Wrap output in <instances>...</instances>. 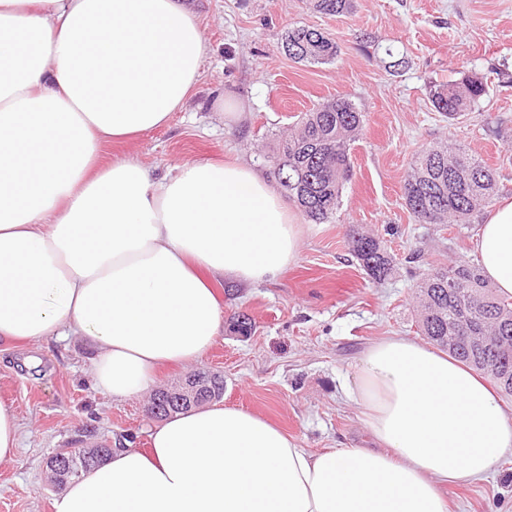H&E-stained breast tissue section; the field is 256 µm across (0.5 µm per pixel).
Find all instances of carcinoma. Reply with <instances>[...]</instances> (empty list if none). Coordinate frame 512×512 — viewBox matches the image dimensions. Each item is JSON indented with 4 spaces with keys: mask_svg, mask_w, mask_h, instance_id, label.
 Wrapping results in <instances>:
<instances>
[{
    "mask_svg": "<svg viewBox=\"0 0 512 512\" xmlns=\"http://www.w3.org/2000/svg\"><path fill=\"white\" fill-rule=\"evenodd\" d=\"M320 14L351 12L353 0H309ZM282 49L296 62L327 64L339 53L336 41L324 31L297 26L282 39ZM486 94L483 80L465 75L454 83L432 86L433 109L450 121L464 116ZM365 115L349 98L329 99L303 113L298 132L279 141L271 157V177L278 190L313 224H325L339 208L342 193L353 178L351 150L362 135ZM494 171L481 159L448 143H436L419 152L404 179L403 199L417 224H470L495 194ZM351 254L374 284L395 272V258L380 237L352 229ZM421 333L439 348L469 367L490 375L500 390L512 396V299L500 296L470 259L458 257L444 267H431L416 283ZM493 334L506 337V347L494 352L468 340ZM214 385L195 401L176 408L157 397L154 418L187 410L224 395V377L213 375ZM112 447L101 446L94 460L70 450L67 462L77 470L73 478L103 465Z\"/></svg>",
    "mask_w": 512,
    "mask_h": 512,
    "instance_id": "1",
    "label": "carcinoma"
}]
</instances>
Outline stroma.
<instances>
[{
	"label": "stroma",
	"instance_id": "35a3bbf8",
	"mask_svg": "<svg viewBox=\"0 0 512 512\" xmlns=\"http://www.w3.org/2000/svg\"><path fill=\"white\" fill-rule=\"evenodd\" d=\"M210 53L201 80L170 123L106 145L105 160L133 157L158 174L184 162L240 159L261 172L266 144L287 136L301 112L346 96L366 115L351 151L354 176L334 218L301 229L296 261L276 280L251 286L217 279L225 327L195 369L220 373L225 406L255 414L300 447L369 448L362 410L346 395L360 357L386 336L420 339L414 277L449 259L473 257L474 224L414 223L402 185L413 157L451 141L497 172V197H512V0H354L342 16L307 0H195ZM327 32L340 52L328 64L297 63L281 49L288 28ZM403 59L390 68L391 59ZM483 77L488 93L451 122L434 112L431 85ZM235 104L222 112L221 101ZM369 230L401 264L374 285L352 257L350 226ZM250 317L241 336L229 320ZM92 350L76 337L0 344V398L14 403L20 448L0 462V512H54L47 459L82 428L109 444L134 433L147 449L146 398L115 400L94 385ZM452 512H512V454L473 485L445 489Z\"/></svg>",
	"mask_w": 512,
	"mask_h": 512
}]
</instances>
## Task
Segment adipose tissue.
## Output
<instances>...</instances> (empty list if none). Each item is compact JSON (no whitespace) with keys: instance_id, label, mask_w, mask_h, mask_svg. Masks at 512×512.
<instances>
[{"instance_id":"1","label":"adipose tissue","mask_w":512,"mask_h":512,"mask_svg":"<svg viewBox=\"0 0 512 512\" xmlns=\"http://www.w3.org/2000/svg\"><path fill=\"white\" fill-rule=\"evenodd\" d=\"M207 52L188 0H0V340L79 337L115 399L214 345L211 279L263 284L299 252L294 214L247 163L159 177L102 160L185 108ZM474 250L512 295V198L487 210ZM349 395L377 449L312 453L215 403L154 425L149 450L113 448L55 512H448L442 487L512 452L488 380L414 339L371 344Z\"/></svg>"}]
</instances>
